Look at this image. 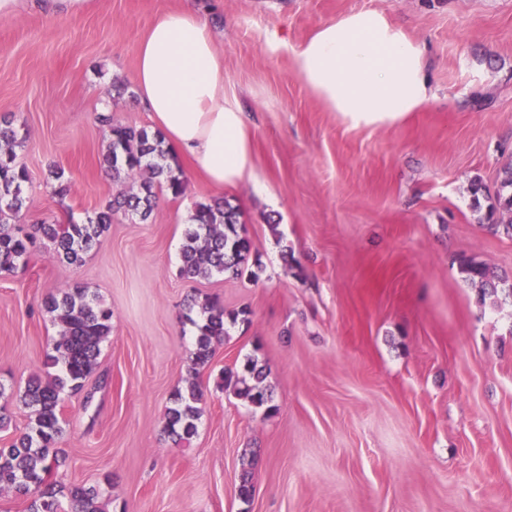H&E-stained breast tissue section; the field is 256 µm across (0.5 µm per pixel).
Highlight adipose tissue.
<instances>
[{
    "mask_svg": "<svg viewBox=\"0 0 512 512\" xmlns=\"http://www.w3.org/2000/svg\"><path fill=\"white\" fill-rule=\"evenodd\" d=\"M91 0H0V18L30 7L54 28L82 16ZM426 46L376 10L348 13L319 27L293 53L295 73L349 126L401 123L433 96ZM137 97L172 152L190 160L216 189L251 180L258 192L249 126L224 99V58L194 0L160 12L141 38Z\"/></svg>",
    "mask_w": 512,
    "mask_h": 512,
    "instance_id": "adipose-tissue-1",
    "label": "adipose tissue"
}]
</instances>
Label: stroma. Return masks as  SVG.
<instances>
[{
  "label": "stroma",
  "instance_id": "obj_1",
  "mask_svg": "<svg viewBox=\"0 0 512 512\" xmlns=\"http://www.w3.org/2000/svg\"><path fill=\"white\" fill-rule=\"evenodd\" d=\"M182 0H93L48 28L0 19V115L27 140L24 231L83 222L115 191L99 114L151 126L131 88L139 42ZM224 57V97L246 112L255 175L225 189L261 261L258 278L191 281L179 245L216 191L184 164V196L150 222L115 216L74 268L49 246L0 276V381L43 373L57 336L44 298L79 282L113 312L112 335L67 401L63 483L95 485L114 512H512V300L480 303L461 254L512 279V237L483 224L470 184L496 191L512 162V0H198ZM378 10L426 46L435 97L392 127L353 128L316 98L292 53L319 27ZM128 86L116 97L117 83ZM73 188L52 192L50 168ZM211 295L229 326L196 436L165 430L190 375L187 303ZM257 355L264 412L224 393V366ZM259 454L251 504L235 492Z\"/></svg>",
  "mask_w": 512,
  "mask_h": 512
}]
</instances>
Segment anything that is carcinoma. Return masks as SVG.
<instances>
[{"instance_id": "1", "label": "carcinoma", "mask_w": 512, "mask_h": 512, "mask_svg": "<svg viewBox=\"0 0 512 512\" xmlns=\"http://www.w3.org/2000/svg\"><path fill=\"white\" fill-rule=\"evenodd\" d=\"M103 137L107 140L101 167L112 178L115 194L105 206L83 223L39 224L35 232L20 227L26 207L24 195L28 174L16 163V148L25 138L9 116H0V275H6L27 262L42 236L54 246L56 258L71 266L83 264L85 256L121 214L140 223L148 222L156 208L158 191L173 198L185 194L186 179L180 165H171V154L163 148L159 132L147 127H130L99 115ZM54 193L67 197L72 180L62 169L50 172ZM488 228L512 236V164L504 169L497 204L489 207ZM183 277L209 280L216 276L237 278L249 271L251 243L239 213L223 197L194 205L188 216L180 249ZM462 278L478 290L481 301L497 304L499 295L512 296V283L496 275L482 261L471 256L458 259ZM44 306L58 328L47 367L54 369L43 376L31 377L24 390L8 391L0 383V430L8 427L7 405L17 402L29 409L24 431L9 445L0 447V492H7L27 502V512H62V500L71 512H109L110 499L96 488L81 484H63L51 476L63 463L55 448L63 434L66 398L84 390L88 375L97 365L102 345L112 336V308L79 285L46 297ZM246 311L225 314L224 304L213 298L188 305L186 320L194 330L191 352L193 373L208 367L215 346L224 342L226 323L238 321ZM263 367L255 357L240 366L226 367L220 381L224 390L256 408L269 407L272 394L263 385ZM204 392L195 378L175 388L167 411L166 428L181 441L195 436L202 415ZM254 492L251 468L242 469L236 485L238 499L250 503Z\"/></svg>"}]
</instances>
